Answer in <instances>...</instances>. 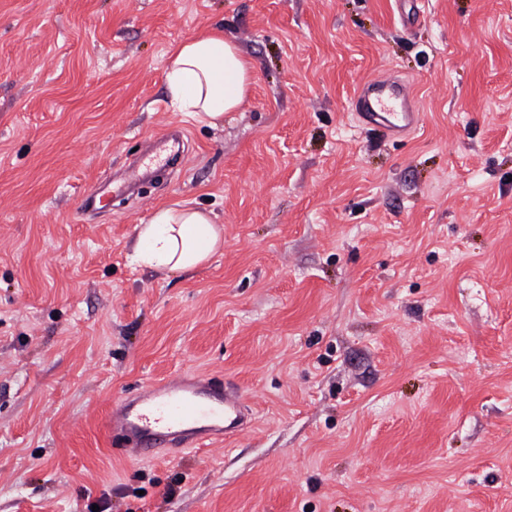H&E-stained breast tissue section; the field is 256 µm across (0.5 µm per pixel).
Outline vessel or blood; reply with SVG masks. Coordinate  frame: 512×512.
<instances>
[{
	"label": "vessel or blood",
	"mask_w": 512,
	"mask_h": 512,
	"mask_svg": "<svg viewBox=\"0 0 512 512\" xmlns=\"http://www.w3.org/2000/svg\"><path fill=\"white\" fill-rule=\"evenodd\" d=\"M355 110L362 123L396 137L415 127L420 112L414 88L394 78H370L359 87ZM251 422L246 403L227 379L178 374L121 398L107 427L123 451L152 457L161 448H199L244 432Z\"/></svg>",
	"instance_id": "1"
}]
</instances>
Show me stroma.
<instances>
[{"instance_id": "obj_1", "label": "stroma", "mask_w": 512, "mask_h": 512, "mask_svg": "<svg viewBox=\"0 0 512 512\" xmlns=\"http://www.w3.org/2000/svg\"><path fill=\"white\" fill-rule=\"evenodd\" d=\"M0 0V512H512V0ZM251 64L211 128L170 51ZM415 84L401 139L362 81ZM186 166L80 214L142 142ZM210 212L191 273L132 260L162 206ZM229 377L242 434L134 459L106 414ZM250 65L224 33L188 39L171 50L166 84L173 106L195 122L216 128L224 113L244 102Z\"/></svg>"}]
</instances>
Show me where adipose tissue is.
I'll return each mask as SVG.
<instances>
[{
    "label": "adipose tissue",
    "mask_w": 512,
    "mask_h": 512,
    "mask_svg": "<svg viewBox=\"0 0 512 512\" xmlns=\"http://www.w3.org/2000/svg\"><path fill=\"white\" fill-rule=\"evenodd\" d=\"M166 84L177 111L214 128L244 102L250 65L223 34L197 36L171 50ZM219 243L220 230L206 212L163 207L140 228L132 259L159 270L187 272L206 262Z\"/></svg>",
    "instance_id": "adipose-tissue-1"
}]
</instances>
